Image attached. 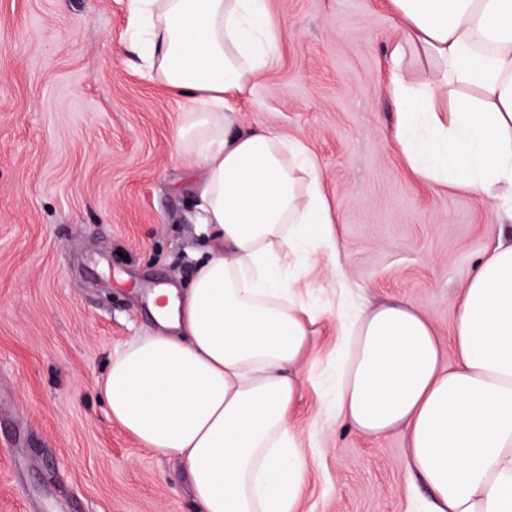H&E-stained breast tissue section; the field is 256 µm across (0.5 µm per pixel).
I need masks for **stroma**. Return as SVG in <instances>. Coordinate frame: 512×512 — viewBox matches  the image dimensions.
<instances>
[{"instance_id": "stroma-1", "label": "stroma", "mask_w": 512, "mask_h": 512, "mask_svg": "<svg viewBox=\"0 0 512 512\" xmlns=\"http://www.w3.org/2000/svg\"><path fill=\"white\" fill-rule=\"evenodd\" d=\"M288 26L245 121L302 138L339 224L348 286L419 305L449 340L460 292L512 220L494 201L413 181L384 90L399 37L387 0H269ZM127 0H0V512H200L184 464L141 446L97 387L111 354L156 330L151 289L185 287L200 243L194 169L172 151L184 99L125 44ZM326 249L297 271L328 293ZM324 341L293 424L315 450L301 512H405L404 441L319 426Z\"/></svg>"}]
</instances>
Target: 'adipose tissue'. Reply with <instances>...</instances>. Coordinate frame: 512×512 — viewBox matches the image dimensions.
<instances>
[{
	"label": "adipose tissue",
	"instance_id": "ef3b65f1",
	"mask_svg": "<svg viewBox=\"0 0 512 512\" xmlns=\"http://www.w3.org/2000/svg\"><path fill=\"white\" fill-rule=\"evenodd\" d=\"M389 5L402 37L385 90L408 170L512 217V0ZM126 34L144 77L188 102L173 143L202 171L205 246L187 288L152 295L158 331L111 355L99 390L113 420L184 462L203 512H300L310 456L292 420L332 312L336 423L404 438L424 512H512V242L464 285L446 365L419 306L370 305L348 288L315 155L240 117L283 39L268 0H128ZM412 52L428 63L420 83ZM305 244L333 255L327 304L288 273Z\"/></svg>",
	"mask_w": 512,
	"mask_h": 512
}]
</instances>
